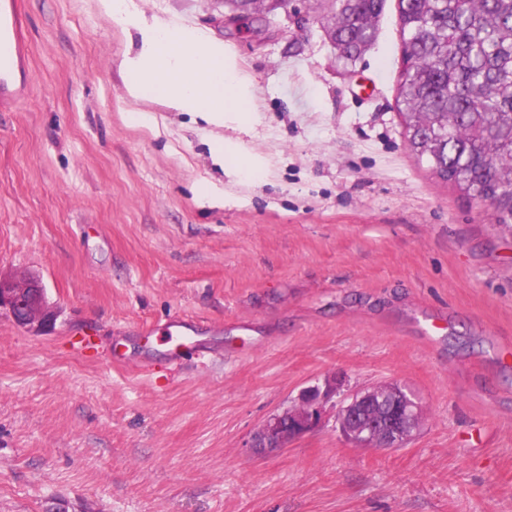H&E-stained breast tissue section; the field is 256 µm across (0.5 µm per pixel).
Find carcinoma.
<instances>
[{
	"label": "carcinoma",
	"instance_id": "1",
	"mask_svg": "<svg viewBox=\"0 0 512 512\" xmlns=\"http://www.w3.org/2000/svg\"><path fill=\"white\" fill-rule=\"evenodd\" d=\"M386 0H351L344 60L376 34ZM398 110L410 150L463 195H512V0H398Z\"/></svg>",
	"mask_w": 512,
	"mask_h": 512
}]
</instances>
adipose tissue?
<instances>
[{"mask_svg":"<svg viewBox=\"0 0 512 512\" xmlns=\"http://www.w3.org/2000/svg\"><path fill=\"white\" fill-rule=\"evenodd\" d=\"M104 17L135 32L136 52L121 67L132 97H149L169 109L200 114L220 124L250 110L251 84L240 77L235 55L203 31L147 18L135 0H98Z\"/></svg>","mask_w":512,"mask_h":512,"instance_id":"obj_1","label":"adipose tissue"}]
</instances>
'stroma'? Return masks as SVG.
I'll use <instances>...</instances> for the list:
<instances>
[{"mask_svg": "<svg viewBox=\"0 0 512 512\" xmlns=\"http://www.w3.org/2000/svg\"><path fill=\"white\" fill-rule=\"evenodd\" d=\"M21 2L0 275L40 276L58 316L36 333L0 313V512H512V230L408 148L398 0L349 66L293 23L323 0L232 22L222 0H139L234 51L252 110L221 126L129 95L98 0ZM176 316L213 327L173 372L140 327ZM333 373L413 390L414 438L357 448L329 415L253 448ZM213 153L217 159L223 161V164L224 160H226L228 156L232 154L234 157V169L236 172H241L246 176L252 177L257 176L260 173L261 167L256 163L254 159L232 153L228 149L224 148V145L215 146L213 148Z\"/></svg>", "mask_w": 512, "mask_h": 512, "instance_id": "stroma-1", "label": "stroma"}]
</instances>
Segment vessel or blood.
<instances>
[{
    "mask_svg": "<svg viewBox=\"0 0 512 512\" xmlns=\"http://www.w3.org/2000/svg\"><path fill=\"white\" fill-rule=\"evenodd\" d=\"M29 62V48L24 36L23 19L17 0H0V107L10 108L23 101L28 86L23 74ZM190 321L186 318L169 320L163 332L170 343V359L177 362L186 354L197 353L185 331Z\"/></svg>",
    "mask_w": 512,
    "mask_h": 512,
    "instance_id": "1",
    "label": "vessel or blood"
}]
</instances>
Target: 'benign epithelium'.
Wrapping results in <instances>:
<instances>
[{
  "instance_id": "obj_1",
  "label": "benign epithelium",
  "mask_w": 512,
  "mask_h": 512,
  "mask_svg": "<svg viewBox=\"0 0 512 512\" xmlns=\"http://www.w3.org/2000/svg\"><path fill=\"white\" fill-rule=\"evenodd\" d=\"M234 13L229 20L253 12H266L275 0H226ZM7 310L14 321L33 331L53 323L45 289L39 279L0 276V310ZM343 381L336 375L323 384L303 390L298 403L269 418L253 439L252 447L274 451L285 447L318 427L326 405L336 396ZM422 422L419 398L397 383L371 387L352 394L340 406L336 423L342 437L358 448L403 447L418 431Z\"/></svg>"
}]
</instances>
